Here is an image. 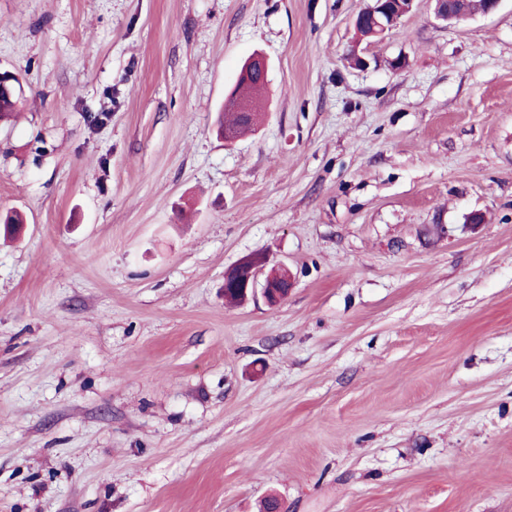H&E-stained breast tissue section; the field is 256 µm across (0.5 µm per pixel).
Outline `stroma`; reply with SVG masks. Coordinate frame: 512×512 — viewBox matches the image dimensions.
<instances>
[{
  "mask_svg": "<svg viewBox=\"0 0 512 512\" xmlns=\"http://www.w3.org/2000/svg\"><path fill=\"white\" fill-rule=\"evenodd\" d=\"M370 3L0 0V512H512V0ZM407 6L405 7V11L400 14L399 16L397 14H393L392 12L386 13V18L382 21H378L377 19H374L377 23V26L381 31H386L387 29L391 28L393 25H397V23L400 21V19L405 16L407 13H409L413 6V0H406ZM371 12L373 15V18H375V10L372 7H369L365 9L364 11L358 13V15L354 19V26H358V32L369 38H378L380 35L378 34V28L374 29L373 25L371 24V20L367 19L364 23V18L367 13ZM363 23V24H362ZM390 30V29H389ZM388 31V30H387ZM17 76L10 71H1L0 70V93L5 92L9 97L11 96V91L17 93L20 91L17 82L15 79ZM16 98L12 96L11 99H7L4 97V94L1 93L0 98V119L6 118L9 114L15 109L14 105L16 102ZM243 115L237 113L235 108L225 107L224 110V128L219 127V133L224 138H230L232 133L234 139L239 138L245 132L251 130L254 125L255 117L257 113L249 116V114L242 113ZM258 264L257 261L245 260L224 274L225 301L231 296L235 301H244L257 290H260L269 306H277L285 301L292 287L291 277L286 271H274L259 282L261 269Z\"/></svg>",
  "mask_w": 512,
  "mask_h": 512,
  "instance_id": "1",
  "label": "stroma"
}]
</instances>
